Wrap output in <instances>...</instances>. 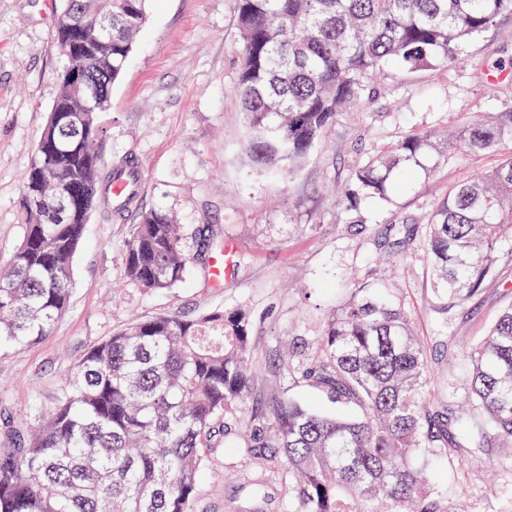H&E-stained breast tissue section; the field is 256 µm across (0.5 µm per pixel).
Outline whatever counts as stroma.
Here are the masks:
<instances>
[{"mask_svg":"<svg viewBox=\"0 0 512 512\" xmlns=\"http://www.w3.org/2000/svg\"><path fill=\"white\" fill-rule=\"evenodd\" d=\"M59 0H0V265L24 231L22 177L57 98L65 58L55 37ZM241 60L235 0H152L147 24L102 115L103 163L135 159L139 202L175 215L188 232L210 230L224 259V280L204 279L206 256L189 281L152 291L124 275L132 219L99 206L73 260L72 293L52 334L24 347L0 346V412L30 427L56 405L67 369L132 318L194 316L245 309L254 357L268 384L303 404L325 407L313 387L283 381L279 345L311 343L356 288L387 291L410 314L435 373L456 397L467 390L468 352L512 304V238L501 276L442 327L424 255L428 218L452 185L512 155L448 150L445 135L479 118L512 111V77L491 82L512 61V16L470 41L461 63L407 70L387 66L360 100L344 109L288 177L251 166L241 104L234 93ZM430 135L433 150L409 183L389 197L364 200L347 224L337 192L353 168L411 134ZM414 224L404 241L394 228ZM452 356L436 347L441 334ZM258 477L238 449H226L200 483L199 512H248ZM452 512H502L512 499V457L491 448L452 458L438 474Z\"/></svg>","mask_w":512,"mask_h":512,"instance_id":"1","label":"stroma"}]
</instances>
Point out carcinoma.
Returning a JSON list of instances; mask_svg holds the SVG:
<instances>
[{
	"label": "carcinoma",
	"instance_id": "1",
	"mask_svg": "<svg viewBox=\"0 0 512 512\" xmlns=\"http://www.w3.org/2000/svg\"><path fill=\"white\" fill-rule=\"evenodd\" d=\"M151 0H61L56 35L81 79L109 89L145 27ZM242 63L234 87L252 162L287 175L338 114L389 64L451 65L463 45L512 16V0H235ZM112 12V40L91 32ZM81 86L61 81L52 111L63 124L24 172L22 241L0 270V344L49 336L66 313L74 255L89 213L119 198L136 211L125 273L141 288L183 283L186 233L162 210L139 207L133 162L102 168L100 113L83 112ZM512 139V112L448 137L470 153ZM431 140L409 135L394 155L356 166L338 205L403 183ZM512 235V156L451 187L426 224L435 312L468 305L499 275ZM251 315L136 319L94 345L68 373L49 415L0 448V512H197L205 471L227 440L288 484L279 512H448L431 471L480 448L512 447V306L470 348L469 401L428 393L427 352L408 315L382 294L343 303L311 351L280 368L346 409L328 414L266 389L250 366Z\"/></svg>",
	"mask_w": 512,
	"mask_h": 512
}]
</instances>
